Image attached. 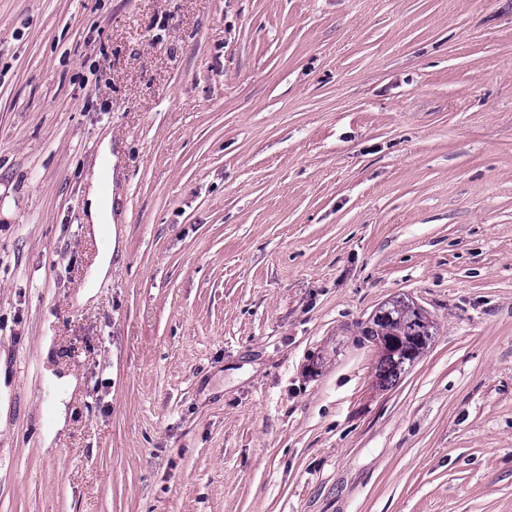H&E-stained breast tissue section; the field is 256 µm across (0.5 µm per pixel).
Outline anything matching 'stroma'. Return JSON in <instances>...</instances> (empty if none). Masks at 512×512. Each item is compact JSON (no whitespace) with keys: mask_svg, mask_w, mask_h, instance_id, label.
<instances>
[{"mask_svg":"<svg viewBox=\"0 0 512 512\" xmlns=\"http://www.w3.org/2000/svg\"><path fill=\"white\" fill-rule=\"evenodd\" d=\"M0 512H512V0H0ZM113 156L112 143L107 138L99 148L98 158L92 169L91 189L88 194V215L91 231L95 236L105 234L109 239V247L106 252L99 253L95 260L92 271V281L88 288H92V283H97L105 279L112 270L111 259L112 252L117 246L118 231L116 224L112 219V189H113ZM108 185V191L103 187ZM379 308L374 314L370 315L367 321L361 323L359 340L372 342L376 347L379 358L392 357L379 361L378 379L382 385H389L395 382L402 373L405 372L406 364L399 360L398 355L402 346L390 338L381 336L400 337L408 344V347L414 349L415 353L412 359L415 361L428 348L432 337L435 335L434 322L429 319L427 313L423 310L420 314L413 307V302L404 299H396V309L391 316L377 315L381 312ZM381 337V338H380ZM380 338V339H378Z\"/></svg>","mask_w":512,"mask_h":512,"instance_id":"1","label":"stroma"}]
</instances>
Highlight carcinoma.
<instances>
[{
    "label": "carcinoma",
    "mask_w": 512,
    "mask_h": 512,
    "mask_svg": "<svg viewBox=\"0 0 512 512\" xmlns=\"http://www.w3.org/2000/svg\"><path fill=\"white\" fill-rule=\"evenodd\" d=\"M435 335L434 322L426 312L418 313L413 302L404 299L396 300V309L391 315L372 314L361 323V339L371 342L382 336L400 337L414 350L413 359H418L428 348ZM406 363L399 357L379 361L378 379L383 385L395 382L405 372Z\"/></svg>",
    "instance_id": "carcinoma-1"
}]
</instances>
